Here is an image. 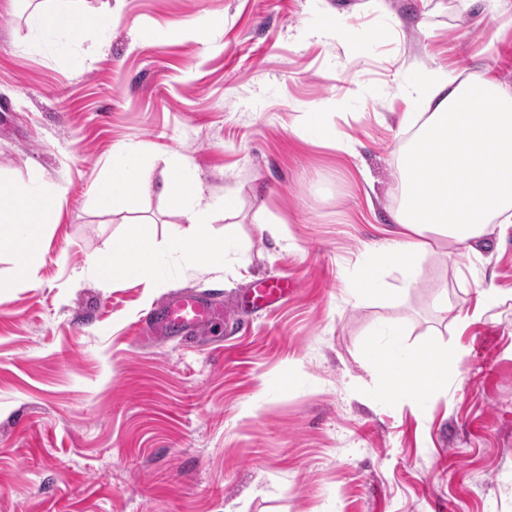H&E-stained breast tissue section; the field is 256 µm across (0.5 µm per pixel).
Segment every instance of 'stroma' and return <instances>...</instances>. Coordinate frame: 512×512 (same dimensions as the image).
Listing matches in <instances>:
<instances>
[{
    "label": "stroma",
    "instance_id": "stroma-1",
    "mask_svg": "<svg viewBox=\"0 0 512 512\" xmlns=\"http://www.w3.org/2000/svg\"><path fill=\"white\" fill-rule=\"evenodd\" d=\"M81 6L116 22L62 50L36 38L22 0H0V176L60 191L35 284L0 289V512H512V228L480 247L498 300L467 327L477 288L444 242L407 294L392 267L386 299L349 290L389 238L399 121L423 109L411 62L512 86V0ZM206 18L222 25L204 45ZM314 107L350 152L309 135ZM118 146L148 153L152 182L176 162L200 182L211 233L241 242L228 267L97 281L89 260L126 221L158 246L188 229L151 190L96 208ZM271 278L288 298L247 308ZM181 290L246 332L140 336ZM387 324L460 351L445 393L418 407L385 396L362 355Z\"/></svg>",
    "mask_w": 512,
    "mask_h": 512
}]
</instances>
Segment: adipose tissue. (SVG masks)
Segmentation results:
<instances>
[{
    "mask_svg": "<svg viewBox=\"0 0 512 512\" xmlns=\"http://www.w3.org/2000/svg\"><path fill=\"white\" fill-rule=\"evenodd\" d=\"M28 23L44 36L91 43L107 25L80 11L75 0H39ZM414 93L425 109L402 118L412 135L398 163L392 239L353 281L361 299L386 295L384 265L402 273L403 290L413 288L434 241L448 243L460 271H472L471 258L490 227L512 226V87L485 71L461 80L427 76ZM56 196L36 181L0 177V246L15 258L12 277L0 280L1 288L34 283ZM363 366L390 397L420 404L447 390L463 356L455 349L406 348L392 328L383 343L368 346Z\"/></svg>",
    "mask_w": 512,
    "mask_h": 512,
    "instance_id": "ef3b65f1",
    "label": "adipose tissue"
}]
</instances>
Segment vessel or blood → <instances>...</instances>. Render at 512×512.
<instances>
[{"label": "vessel or blood", "instance_id": "1", "mask_svg": "<svg viewBox=\"0 0 512 512\" xmlns=\"http://www.w3.org/2000/svg\"><path fill=\"white\" fill-rule=\"evenodd\" d=\"M288 292L281 283H266L253 292L256 306L265 307L279 302ZM224 315L220 308L199 294L181 292L171 296L162 306L159 314L148 316L146 331L151 335H164L171 330L191 328L222 321Z\"/></svg>", "mask_w": 512, "mask_h": 512}]
</instances>
